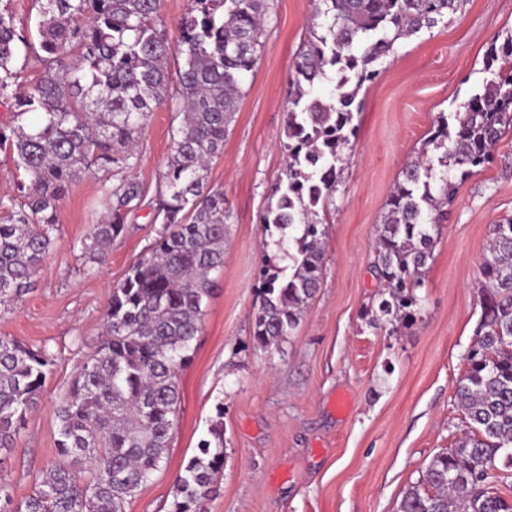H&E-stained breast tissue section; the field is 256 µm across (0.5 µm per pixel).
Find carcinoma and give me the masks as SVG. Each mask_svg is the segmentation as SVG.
Instances as JSON below:
<instances>
[{"mask_svg":"<svg viewBox=\"0 0 512 512\" xmlns=\"http://www.w3.org/2000/svg\"><path fill=\"white\" fill-rule=\"evenodd\" d=\"M43 70L15 92L24 29L0 8V96L13 101L14 126L0 127V150L21 175L17 195L0 199V304L19 300L49 254L57 208L69 186L94 169L109 171L132 157L154 109L181 103L173 154L145 199L141 185L120 178L104 187L107 214L82 242L90 262L103 264L128 214L143 206L162 229L151 248L112 288L105 333L73 378L57 408L58 460L20 505L0 486L10 512H124V504L163 462L179 400L177 374L199 335L203 305L224 267V192L210 188V161L224 150L244 78L258 59L268 0H188L171 45L161 0H37ZM324 33L312 34L289 79L290 108L283 143L286 163L260 223L278 233L275 245L293 273L260 269L253 339L278 348L294 334L320 286L326 227L318 207L332 198L343 150L356 136L352 105L372 64L401 38L432 28L459 0H321ZM182 65L177 78L169 56ZM495 77L463 110L439 115L417 159L402 171L387 201L375 242L374 268L389 298L380 312L403 327L420 309L428 260L444 207L458 180L490 161L512 127V37L492 50ZM338 75L337 101L316 83ZM356 80L353 89L344 87ZM41 115L31 128L20 124ZM444 149L437 171L430 145ZM484 288L474 345L455 396L467 431L453 448L433 456L424 478L408 488L398 512H512L498 488L512 472V221L492 227L481 270ZM53 356L43 348L0 337V455L16 448L27 413L37 403ZM179 476L171 512H204L224 467L223 423L209 428Z\"/></svg>","mask_w":512,"mask_h":512,"instance_id":"carcinoma-1","label":"carcinoma"}]
</instances>
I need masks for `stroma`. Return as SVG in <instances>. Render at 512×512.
<instances>
[{
	"instance_id": "35a3bbf8",
	"label": "stroma",
	"mask_w": 512,
	"mask_h": 512,
	"mask_svg": "<svg viewBox=\"0 0 512 512\" xmlns=\"http://www.w3.org/2000/svg\"><path fill=\"white\" fill-rule=\"evenodd\" d=\"M314 0H273L267 35L223 153L208 183L224 193V268L190 362L178 375L179 406L166 458L126 512H169L175 484L215 420L224 425V468L205 512H397L432 457L464 429L455 384L480 317L481 266L492 225L512 218V131L494 161L459 186L419 289L410 327L379 315L383 288L372 244L387 200L439 113H450L491 76V46L512 36V0H464L447 22L398 40L360 88L357 134L343 151L328 203L324 277L280 350L253 343L259 270L287 259L260 224L284 164L288 77L311 33ZM175 106L150 114L139 147L111 173L74 182L57 212L50 254L19 301L0 305V336L49 351L54 364L0 485L32 495L57 457L56 409L77 368L99 344L113 286L147 251L159 226L148 208L129 214L106 264L89 272L81 245L103 212L108 177H130L153 195L172 155Z\"/></svg>"
}]
</instances>
